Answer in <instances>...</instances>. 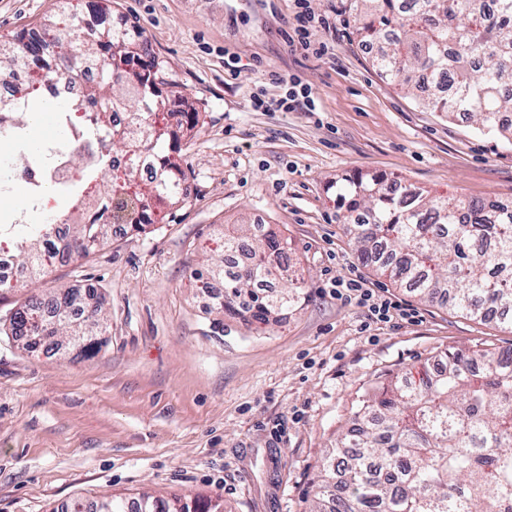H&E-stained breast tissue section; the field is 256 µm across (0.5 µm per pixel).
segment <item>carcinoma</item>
I'll return each mask as SVG.
<instances>
[{"instance_id": "obj_1", "label": "carcinoma", "mask_w": 512, "mask_h": 512, "mask_svg": "<svg viewBox=\"0 0 512 512\" xmlns=\"http://www.w3.org/2000/svg\"><path fill=\"white\" fill-rule=\"evenodd\" d=\"M360 42H384L373 66L408 89L420 75L434 88L425 105L433 112L464 114L489 135H512V0H489L484 18H473L474 0H349ZM47 36L57 48L58 72L76 76L84 66L108 61L86 100L72 106L84 113L81 132L99 146L79 157L78 176L62 185L32 186L69 195L71 209L52 224L68 229L65 242L50 246L45 225L30 224L16 240L22 260L43 264L59 252L87 257L105 245L109 225L134 231L139 209L188 198L189 185L176 175L174 158L163 149L169 138L161 88L170 85L137 25L108 23L86 36L79 16L55 22ZM42 64L38 41L0 40V75L20 58ZM128 111L131 125L112 120V109ZM125 154L153 152L166 172L152 184L129 169L111 168L115 144ZM112 174V190L96 191L98 178ZM346 233L359 257L397 285H416L421 299L440 302L480 319L512 326V203L486 200H427L410 186L384 179L339 187ZM247 260L196 271L198 279L224 274L219 310L252 314L267 322L276 310L301 303V285L289 278L290 256L273 233L255 236ZM249 299L243 308L238 299ZM100 308L66 290L32 296L9 318L10 336L36 348L71 336L87 354L99 341ZM448 364L425 371L419 383L391 381L359 396L356 425L336 440L325 457L313 512H512V348L456 349ZM111 512H224L216 501L173 497L142 503L111 499Z\"/></svg>"}]
</instances>
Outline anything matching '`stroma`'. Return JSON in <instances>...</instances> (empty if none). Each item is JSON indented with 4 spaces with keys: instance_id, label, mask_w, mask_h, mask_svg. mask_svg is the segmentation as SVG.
Wrapping results in <instances>:
<instances>
[{
    "instance_id": "35a3bbf8",
    "label": "stroma",
    "mask_w": 512,
    "mask_h": 512,
    "mask_svg": "<svg viewBox=\"0 0 512 512\" xmlns=\"http://www.w3.org/2000/svg\"><path fill=\"white\" fill-rule=\"evenodd\" d=\"M310 0L336 24L331 56L292 53L289 0H115L137 24L194 129L175 153L191 187L149 232L0 292V325L34 295L93 289L100 349L24 350L0 333V512H66L72 500L189 495L224 512H310L320 465L352 425L364 389L419 380L455 347L512 348V328L429 303L378 276L340 220L336 186L384 178L446 196L512 201V141L448 119L389 84L346 12ZM62 0H0V38L46 28ZM241 61L224 67L225 52ZM309 83L319 109L254 110L280 94L273 75ZM262 224L286 240L303 274L299 307L274 320L214 308L221 282L196 271L224 253V227ZM359 276L410 320L369 323L336 299Z\"/></svg>"
}]
</instances>
